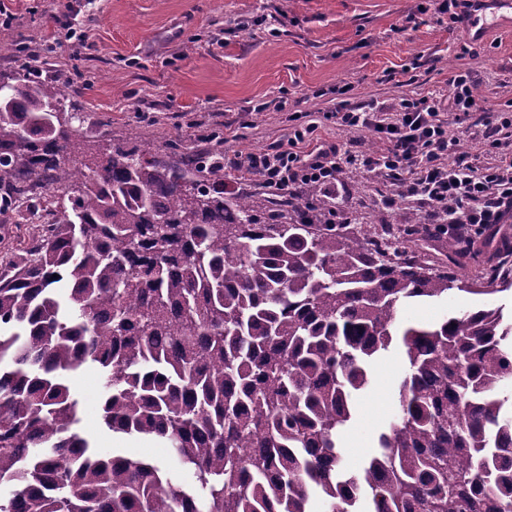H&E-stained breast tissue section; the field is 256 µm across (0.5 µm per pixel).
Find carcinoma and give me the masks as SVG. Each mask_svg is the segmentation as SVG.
<instances>
[{
    "instance_id": "carcinoma-1",
    "label": "carcinoma",
    "mask_w": 512,
    "mask_h": 512,
    "mask_svg": "<svg viewBox=\"0 0 512 512\" xmlns=\"http://www.w3.org/2000/svg\"><path fill=\"white\" fill-rule=\"evenodd\" d=\"M25 64L0 89V191L43 188L56 220L0 261V512H512V323L428 326L399 307L472 291L416 254L414 228L361 236L323 202L224 195V151L176 162L118 143L93 163ZM485 291L512 288L486 272ZM401 340L399 413L355 470L338 434L369 365ZM103 373L104 425L157 437L183 488L76 432L67 373Z\"/></svg>"
}]
</instances>
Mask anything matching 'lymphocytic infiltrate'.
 Returning <instances> with one entry per match:
<instances>
[{
	"label": "lymphocytic infiltrate",
	"instance_id": "lymphocytic-infiltrate-1",
	"mask_svg": "<svg viewBox=\"0 0 512 512\" xmlns=\"http://www.w3.org/2000/svg\"><path fill=\"white\" fill-rule=\"evenodd\" d=\"M449 85V93L402 98L391 105L375 99L351 103L350 85L338 87L337 125L371 131L384 144L379 153H358L337 143L307 149L314 131L308 125L294 131L287 148L237 153L225 157L224 165L292 195L315 185L335 190L343 174L363 168L391 180L395 193L388 204L417 201L437 230L479 238L488 227L512 219V156H501L482 170L472 164L450 128L479 107L469 71L457 72Z\"/></svg>",
	"mask_w": 512,
	"mask_h": 512
}]
</instances>
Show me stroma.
<instances>
[{"label": "stroma", "mask_w": 512, "mask_h": 512, "mask_svg": "<svg viewBox=\"0 0 512 512\" xmlns=\"http://www.w3.org/2000/svg\"><path fill=\"white\" fill-rule=\"evenodd\" d=\"M0 43L23 46L22 58H0V81L21 62L64 83L65 106L88 145L103 152L119 142L150 144L166 161L222 144L225 153L287 146L294 127L315 124L314 139L367 153L383 144L328 118L335 89L388 104L444 91L450 76L470 71L480 108L461 126V143L477 168L497 163L481 139L483 115L512 105V27L471 43L467 27L439 13L434 0H0ZM387 179L345 175L330 193L325 219L365 232L378 222L422 225L425 212L400 200L384 206ZM464 308L498 309L512 320V289L454 290L437 301L404 305L402 321L429 323ZM405 372L400 346L372 366L355 397V414L339 442L349 468L378 450V437L398 409ZM81 402L79 428L103 454L129 455L187 475L158 438L116 433L99 420L95 366L69 373Z\"/></svg>", "instance_id": "1"}]
</instances>
